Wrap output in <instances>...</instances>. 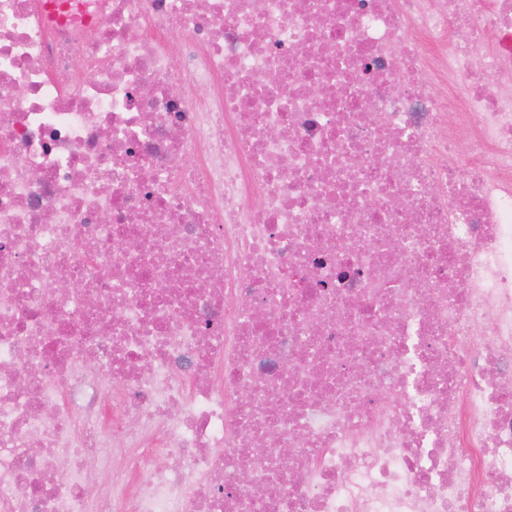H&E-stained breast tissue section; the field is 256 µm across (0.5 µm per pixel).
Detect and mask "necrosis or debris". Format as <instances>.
Instances as JSON below:
<instances>
[{
	"label": "necrosis or debris",
	"mask_w": 512,
	"mask_h": 512,
	"mask_svg": "<svg viewBox=\"0 0 512 512\" xmlns=\"http://www.w3.org/2000/svg\"><path fill=\"white\" fill-rule=\"evenodd\" d=\"M509 31L0 0V512H512Z\"/></svg>",
	"instance_id": "1"
}]
</instances>
